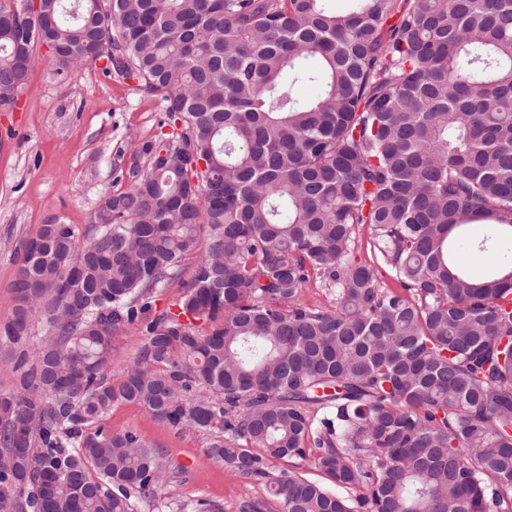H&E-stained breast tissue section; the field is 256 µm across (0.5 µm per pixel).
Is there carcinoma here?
<instances>
[{
	"label": "carcinoma",
	"instance_id": "obj_1",
	"mask_svg": "<svg viewBox=\"0 0 512 512\" xmlns=\"http://www.w3.org/2000/svg\"><path fill=\"white\" fill-rule=\"evenodd\" d=\"M14 2L0 108L48 43L161 96L174 131L86 238L43 224L24 248L0 512L160 501L176 472L105 427L117 402L215 432L207 458L267 493L239 512H512V262L457 250L512 244V0ZM195 252L179 312L144 322ZM313 273L334 309L300 301ZM141 323L115 387L114 333Z\"/></svg>",
	"mask_w": 512,
	"mask_h": 512
}]
</instances>
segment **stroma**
I'll return each instance as SVG.
<instances>
[{
  "label": "stroma",
  "mask_w": 512,
  "mask_h": 512,
  "mask_svg": "<svg viewBox=\"0 0 512 512\" xmlns=\"http://www.w3.org/2000/svg\"><path fill=\"white\" fill-rule=\"evenodd\" d=\"M171 132L160 98L134 81L97 64L60 72L37 50L16 106L0 112V323L13 313L23 246L40 225L69 224L86 235L103 193L126 189V169L148 165L143 145ZM106 425L138 432L181 470L160 512L201 500L238 512L242 497L266 496L263 485L207 458L210 433L166 425L130 403L115 404Z\"/></svg>",
  "instance_id": "stroma-1"
}]
</instances>
